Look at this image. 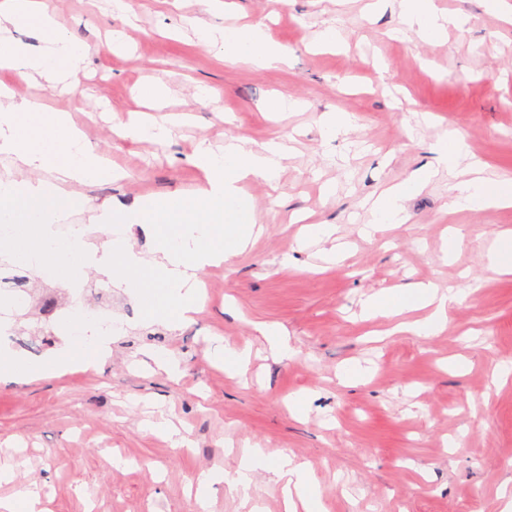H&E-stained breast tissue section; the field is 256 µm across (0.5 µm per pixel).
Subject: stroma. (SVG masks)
Masks as SVG:
<instances>
[{"label":"stroma","mask_w":512,"mask_h":512,"mask_svg":"<svg viewBox=\"0 0 512 512\" xmlns=\"http://www.w3.org/2000/svg\"><path fill=\"white\" fill-rule=\"evenodd\" d=\"M368 2L226 0L224 25L264 23L289 51L287 64L258 69L199 45L193 21L207 16L202 0H138L130 28L108 0H54L60 27L88 48L82 85L73 94L47 82L14 91L70 113L125 171L117 182L84 187L96 204L130 207L198 187L190 159L203 141L282 139L292 151L278 183H249L263 233L201 273L204 304L190 321L143 320L150 289L92 270L35 282L34 295L53 289L52 321L9 307L5 323L16 334L0 346L32 363L69 346L70 337L55 335L57 322L77 302L97 313L99 289L112 291L116 328L104 364L0 385V463L15 467L0 498L26 487L46 512H198L191 486L211 469H234L242 449L262 448L314 471L324 512H501L497 491L512 480V378L495 380L493 371L512 366V275L490 269L487 249L497 233L512 231V206L451 211L456 174L432 145L442 129L455 128L488 177L512 179V24L485 0H435L469 23L430 44L391 37L400 25L397 0L374 11ZM328 26L343 40L316 50ZM121 28L130 53L104 52ZM147 80L168 88L162 106L141 96ZM198 85L210 90L201 102ZM279 95L299 104L284 120L264 110ZM332 111L353 115L356 130L327 138L319 117ZM134 112L180 122L162 141L113 136V125ZM423 168L436 174L407 201V222L362 238L372 200ZM306 223L335 226L350 242L341 262L322 264L300 248ZM452 230L462 244L447 257ZM417 281L461 292L444 332L390 336L385 320L361 318L366 295ZM263 324L286 330L292 357L277 356ZM226 341L250 345L246 378L212 361ZM155 352L175 360L179 374L160 369ZM364 360L374 364L370 378L340 384L338 371ZM460 360L464 370H453ZM300 393L310 403L296 419L287 402ZM160 416L181 430L183 445L144 429ZM457 435L461 447H449ZM255 504L284 512L280 485L263 472L245 495L217 486L209 512H250Z\"/></svg>","instance_id":"1"}]
</instances>
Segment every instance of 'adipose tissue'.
I'll list each match as a JSON object with an SVG mask.
<instances>
[{"label": "adipose tissue", "mask_w": 512, "mask_h": 512, "mask_svg": "<svg viewBox=\"0 0 512 512\" xmlns=\"http://www.w3.org/2000/svg\"><path fill=\"white\" fill-rule=\"evenodd\" d=\"M53 0H0V22L35 29L42 42L39 50L13 38L0 36V71L13 72L18 81H33L42 75L53 83L68 82L78 88V72L86 49L61 31L54 18ZM404 25L432 43L443 39L449 26L463 27L465 17L440 14L435 0H400ZM199 42L219 47L226 60L245 61L259 68L287 63V48L273 42L261 25L219 26L197 23ZM439 158L455 165L468 159L466 177L453 187V207L478 210L512 206V183L485 176L478 161L469 160L462 134L445 130L433 146ZM0 154L7 156L21 178H0V216L8 217L12 232L31 229L34 245L19 252V259L36 261L40 268L58 270L73 265L99 272L114 271V259H122L116 271L125 286L137 283L149 273L154 304L149 318H162L177 326L189 321L198 309L200 281L197 274L217 266L243 251L261 227L254 203L244 188L247 181H276L288 157L285 144L271 142L257 148L246 138L226 139L223 150L199 145L191 162L203 174L201 186L181 193L162 194L141 201L132 208L103 209L99 227L105 235L100 247L83 245L82 229L73 230L69 240L60 241L55 224L71 208L86 204L77 193L80 185L115 181L121 173L86 140L69 113L48 111L40 98L17 99L14 91L0 85ZM51 169L54 179L38 178V171ZM432 175L424 168L403 182L385 189L373 202L374 221L365 225L372 234L376 223L402 224L407 220L406 201L423 189ZM140 225L155 242L152 256L137 252L127 235L129 227ZM460 299L430 283H415L369 295L362 303L366 318L396 319V331L434 336L448 324V311ZM423 309L424 319L404 322L403 314ZM74 340L56 357L39 365L25 363L9 350H0V383L16 381L22 375H43L85 360L101 363L109 347L95 321L88 316L70 318ZM272 474L282 483L285 512H321L322 492L313 473L288 456L268 459L260 448L244 451L234 470H214L199 483L195 499L206 512L215 486L248 491L255 472Z\"/></svg>", "instance_id": "1"}]
</instances>
